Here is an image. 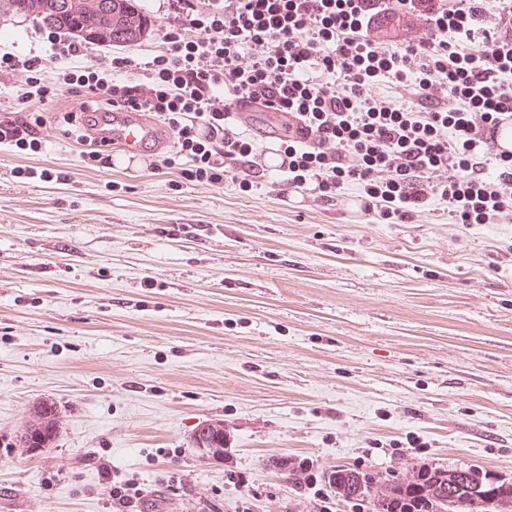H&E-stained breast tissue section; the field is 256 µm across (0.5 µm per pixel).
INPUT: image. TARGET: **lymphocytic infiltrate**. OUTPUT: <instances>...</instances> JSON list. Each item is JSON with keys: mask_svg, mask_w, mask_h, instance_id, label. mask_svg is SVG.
Instances as JSON below:
<instances>
[{"mask_svg": "<svg viewBox=\"0 0 512 512\" xmlns=\"http://www.w3.org/2000/svg\"><path fill=\"white\" fill-rule=\"evenodd\" d=\"M157 27L162 48L144 62L111 60L64 73L106 107L149 112L173 134L176 156L202 185L254 184V139L238 131L232 95L293 123L284 137L282 185L319 202L356 187L365 212L408 221L431 199L454 224H497L512 215V155L491 153L490 134L512 119V0L494 26L483 0H169ZM421 24L427 37L373 38L379 20ZM199 30L185 39V28ZM138 67L135 83L118 73ZM409 87L414 102L377 97ZM39 117L0 116V143L41 148Z\"/></svg>", "mask_w": 512, "mask_h": 512, "instance_id": "1", "label": "lymphocytic infiltrate"}]
</instances>
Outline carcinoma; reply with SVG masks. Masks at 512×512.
Returning a JSON list of instances; mask_svg holds the SVG:
<instances>
[{
	"label": "carcinoma",
	"mask_w": 512,
	"mask_h": 512,
	"mask_svg": "<svg viewBox=\"0 0 512 512\" xmlns=\"http://www.w3.org/2000/svg\"><path fill=\"white\" fill-rule=\"evenodd\" d=\"M60 0H0V15H34L54 31L79 29L93 44L131 43L148 28L150 20L136 0H78L77 8L64 10ZM59 426L55 403L44 400L34 406L19 437L21 448H48ZM209 438L201 456L224 455V424L201 427ZM478 467L455 469L413 467L370 473L358 467L338 466L328 483L345 500L365 501L369 512H512V482L496 484Z\"/></svg>",
	"instance_id": "carcinoma-1"
}]
</instances>
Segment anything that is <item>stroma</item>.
<instances>
[{
    "instance_id": "35a3bbf8",
    "label": "stroma",
    "mask_w": 512,
    "mask_h": 512,
    "mask_svg": "<svg viewBox=\"0 0 512 512\" xmlns=\"http://www.w3.org/2000/svg\"><path fill=\"white\" fill-rule=\"evenodd\" d=\"M48 28L0 16V55L47 57ZM156 29L75 66L142 59ZM0 75V111L42 116L32 154L0 146V512H367L327 475L475 466L512 480V222H408L262 182L201 185L188 160L86 161L64 117L84 93ZM180 232H172V225ZM57 435L17 447L32 406ZM224 424V455L192 443ZM309 457L316 488L279 465ZM244 472L248 487L229 483ZM143 489L139 488L133 482L128 480L113 481L112 480V507L116 505L118 510L116 512H133L137 510H130L137 507V503L142 500L144 496Z\"/></svg>"
}]
</instances>
